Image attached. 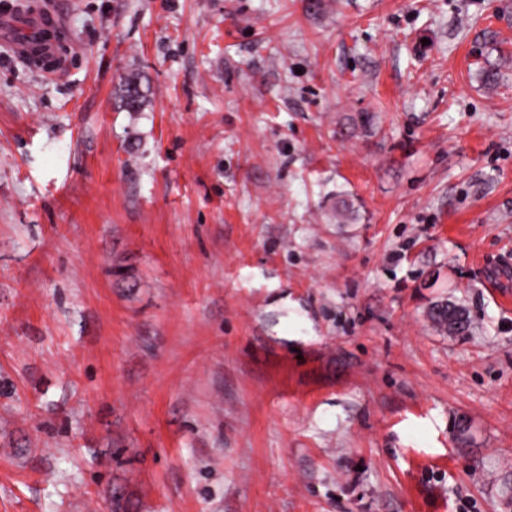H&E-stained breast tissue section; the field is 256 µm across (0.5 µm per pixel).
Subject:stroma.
<instances>
[{
  "mask_svg": "<svg viewBox=\"0 0 512 512\" xmlns=\"http://www.w3.org/2000/svg\"><path fill=\"white\" fill-rule=\"evenodd\" d=\"M0 512H512V0H0ZM449 304H451L454 308L458 309L464 316H465V323L466 324H460L459 326H455V322L451 321L450 318H441L436 317L432 313H430L431 319L434 322V324L440 328L441 330L448 331V334L455 335V336H464L469 331L470 326V317L464 307L449 301ZM448 303L443 302L439 305L440 310H446L448 309Z\"/></svg>",
  "mask_w": 512,
  "mask_h": 512,
  "instance_id": "35a3bbf8",
  "label": "stroma"
}]
</instances>
